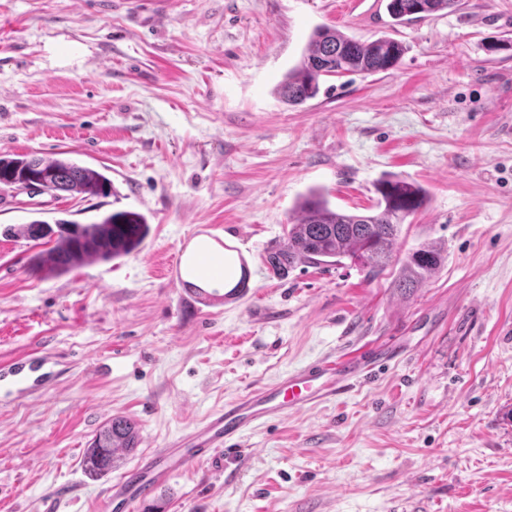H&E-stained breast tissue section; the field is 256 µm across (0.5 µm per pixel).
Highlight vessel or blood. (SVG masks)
Returning <instances> with one entry per match:
<instances>
[{
    "label": "vessel or blood",
    "instance_id": "obj_1",
    "mask_svg": "<svg viewBox=\"0 0 512 512\" xmlns=\"http://www.w3.org/2000/svg\"><path fill=\"white\" fill-rule=\"evenodd\" d=\"M401 353V346L387 344L357 356L318 360L225 402L220 410L146 453L129 472L109 485L99 502L101 512H139L154 491L174 476L202 463H220L223 454L255 427L285 420L331 399L343 389L371 378ZM48 362V356L27 355L0 365V388H13L23 394L47 388L53 380Z\"/></svg>",
    "mask_w": 512,
    "mask_h": 512
}]
</instances>
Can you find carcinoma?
Instances as JSON below:
<instances>
[{"label": "carcinoma", "mask_w": 512, "mask_h": 512, "mask_svg": "<svg viewBox=\"0 0 512 512\" xmlns=\"http://www.w3.org/2000/svg\"><path fill=\"white\" fill-rule=\"evenodd\" d=\"M458 0H388L387 12L393 23L401 24L418 14L430 15L450 9ZM405 47L391 38L361 42L334 27L317 28L311 36L299 65L288 70L277 86L285 103L296 106L316 97L319 79L324 75L380 73L399 64ZM51 177L53 190L91 197L110 194L112 182L96 169L67 159L31 155L0 156V184L27 183L37 175ZM376 209L368 214L346 213L330 206L325 195L311 190L297 205V223L286 236L267 250L265 263L275 277L285 278L300 263L331 264L352 259L374 274L390 262L401 224L425 202L424 191L398 177L378 181ZM147 231L145 219L135 212H115L89 224L67 219L49 223L33 220L17 234L30 241H41L47 248L31 257L32 269L46 275L68 273L85 260H111L136 249ZM440 250L421 245L409 252L404 277L395 287L412 293L441 264ZM139 444V429L130 418L117 415L107 420L84 452L82 468L91 478L112 471L121 456Z\"/></svg>", "instance_id": "carcinoma-1"}]
</instances>
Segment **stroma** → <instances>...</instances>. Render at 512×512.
I'll return each instance as SVG.
<instances>
[{"label":"stroma","mask_w":512,"mask_h":512,"mask_svg":"<svg viewBox=\"0 0 512 512\" xmlns=\"http://www.w3.org/2000/svg\"><path fill=\"white\" fill-rule=\"evenodd\" d=\"M387 0H0V155L104 173L106 197L0 185V364L53 353L57 385L0 394V512H97L102 489L192 421L307 363L407 350L320 406L261 425L223 472L200 465L152 512H512V0L395 25ZM400 41L391 73L275 92L317 27ZM387 175L421 185L376 277L343 260L288 277L263 264L309 190L373 209ZM144 216L129 254L47 276L9 226ZM244 261L248 288L203 300L173 278L201 243ZM441 248L414 293L407 252ZM140 443L104 477L81 459L114 415Z\"/></svg>","instance_id":"1"}]
</instances>
